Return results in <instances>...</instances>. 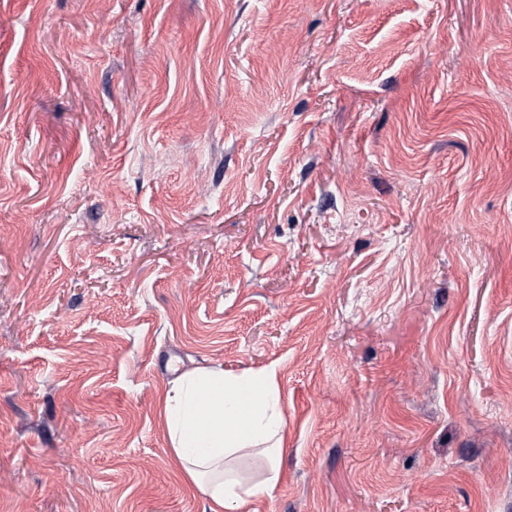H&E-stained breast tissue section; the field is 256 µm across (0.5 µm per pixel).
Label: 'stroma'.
<instances>
[{"mask_svg": "<svg viewBox=\"0 0 512 512\" xmlns=\"http://www.w3.org/2000/svg\"><path fill=\"white\" fill-rule=\"evenodd\" d=\"M174 365L248 512H512V0H0V512H209ZM159 406L171 448L191 482L215 505L211 512L241 510L272 497L286 440L275 368L185 370L168 383ZM257 454L264 457L263 475L242 477L238 463Z\"/></svg>", "mask_w": 512, "mask_h": 512, "instance_id": "35a3bbf8", "label": "stroma"}]
</instances>
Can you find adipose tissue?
Instances as JSON below:
<instances>
[{
  "mask_svg": "<svg viewBox=\"0 0 512 512\" xmlns=\"http://www.w3.org/2000/svg\"><path fill=\"white\" fill-rule=\"evenodd\" d=\"M160 415L176 458L211 512H241L272 497L286 440L275 368L185 370L165 388ZM263 455V475L247 479L240 461Z\"/></svg>",
  "mask_w": 512,
  "mask_h": 512,
  "instance_id": "adipose-tissue-1",
  "label": "adipose tissue"
}]
</instances>
